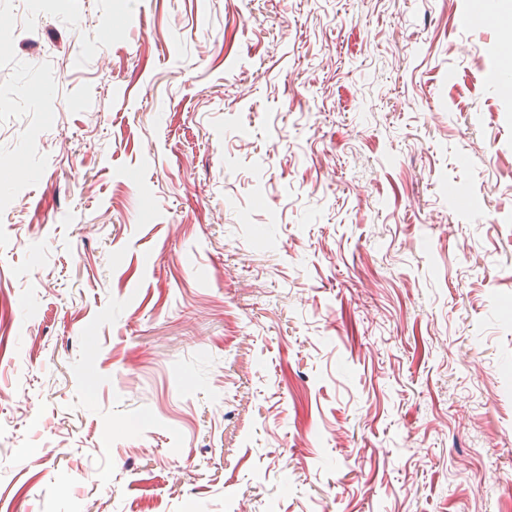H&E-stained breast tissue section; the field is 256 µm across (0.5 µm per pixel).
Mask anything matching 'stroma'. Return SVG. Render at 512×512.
Returning a JSON list of instances; mask_svg holds the SVG:
<instances>
[{
	"mask_svg": "<svg viewBox=\"0 0 512 512\" xmlns=\"http://www.w3.org/2000/svg\"><path fill=\"white\" fill-rule=\"evenodd\" d=\"M512 0H0V512H500Z\"/></svg>",
	"mask_w": 512,
	"mask_h": 512,
	"instance_id": "35a3bbf8",
	"label": "stroma"
}]
</instances>
